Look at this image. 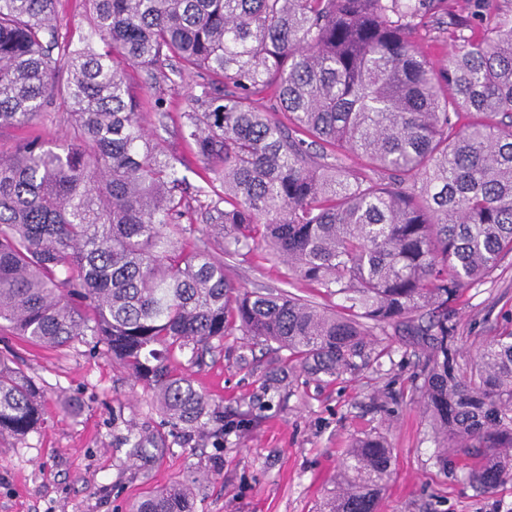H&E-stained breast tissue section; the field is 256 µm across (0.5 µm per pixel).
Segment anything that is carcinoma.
<instances>
[{
  "label": "carcinoma",
  "mask_w": 512,
  "mask_h": 512,
  "mask_svg": "<svg viewBox=\"0 0 512 512\" xmlns=\"http://www.w3.org/2000/svg\"><path fill=\"white\" fill-rule=\"evenodd\" d=\"M89 2L91 37L76 44L56 0H0V127H25L56 99L71 115L65 144L24 137L0 155V321L45 347L91 337L174 429L224 420L173 368L178 352L200 365L224 337L248 336L332 377L376 331L402 328L428 348L439 447L472 455L468 477L487 490L511 479L512 331L464 368L453 322L463 290L512 253L508 3ZM422 32L452 42L446 62L418 46ZM126 65L156 84L206 77L182 124L208 174L195 196L143 124L162 98L136 94ZM264 93L288 124L256 105ZM258 243L339 309L240 290L224 256ZM42 422L40 389L0 355V435ZM390 476L385 437L356 440L326 512H376ZM193 496L173 484L137 512H192Z\"/></svg>",
  "instance_id": "carcinoma-1"
}]
</instances>
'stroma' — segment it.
Masks as SVG:
<instances>
[{"label":"stroma","mask_w":512,"mask_h":512,"mask_svg":"<svg viewBox=\"0 0 512 512\" xmlns=\"http://www.w3.org/2000/svg\"><path fill=\"white\" fill-rule=\"evenodd\" d=\"M202 75L164 84L168 120L146 116L149 130L180 154L191 186L202 185L203 163L179 134L180 113L201 93ZM64 107L28 127L0 128V151L21 136L63 144ZM239 287L273 288L332 308L336 298L265 258L264 246L225 257ZM459 363L506 328L512 329V254L466 288L454 315ZM0 354L21 364L44 396L46 421L26 438L0 439V512H135L175 482L199 478L193 512H320L347 448L359 438L386 437L392 474L376 512H512V480L492 490L473 484L462 456L436 461L437 446L423 412L420 352L394 329L378 334L356 367L314 378L299 369L280 375L285 352L245 336L177 371L224 409V434L212 428L182 434L165 424L149 390L111 356L85 342L49 349L0 329ZM151 445L134 456L129 436Z\"/></svg>","instance_id":"35a3bbf8"}]
</instances>
